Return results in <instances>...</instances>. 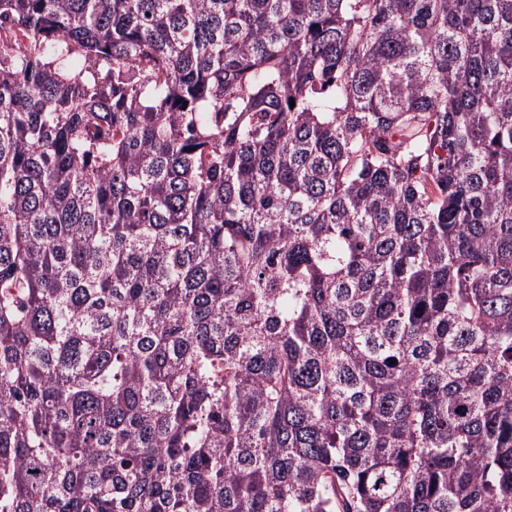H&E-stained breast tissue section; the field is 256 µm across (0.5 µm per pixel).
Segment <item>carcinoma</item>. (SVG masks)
Masks as SVG:
<instances>
[{
  "label": "carcinoma",
  "instance_id": "1",
  "mask_svg": "<svg viewBox=\"0 0 512 512\" xmlns=\"http://www.w3.org/2000/svg\"><path fill=\"white\" fill-rule=\"evenodd\" d=\"M0 512H512V0H0Z\"/></svg>",
  "mask_w": 512,
  "mask_h": 512
}]
</instances>
